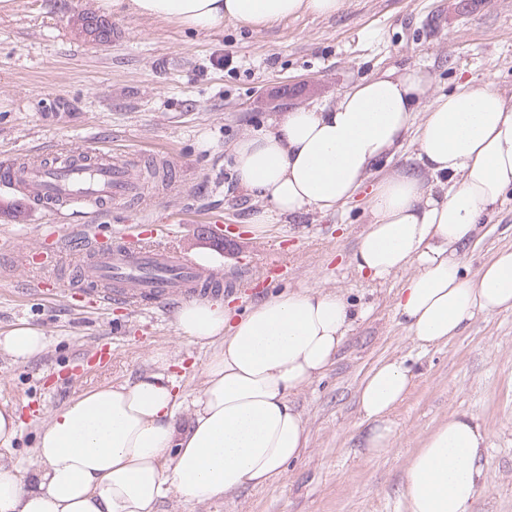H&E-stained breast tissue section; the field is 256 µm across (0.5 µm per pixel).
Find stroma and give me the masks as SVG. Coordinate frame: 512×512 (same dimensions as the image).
I'll return each instance as SVG.
<instances>
[{"instance_id":"obj_1","label":"stroma","mask_w":512,"mask_h":512,"mask_svg":"<svg viewBox=\"0 0 512 512\" xmlns=\"http://www.w3.org/2000/svg\"><path fill=\"white\" fill-rule=\"evenodd\" d=\"M99 0H8L0 7V162L54 159L91 148L139 150L143 166L170 156L168 186L153 210L126 204L106 211L66 206L38 210L0 187V245L48 248L53 234L98 228L137 233L141 224L174 218L161 247L186 256L219 255L211 272L223 279L222 300L237 313L270 295L301 288L339 291L356 319L336 360L295 399L307 446L282 478L199 504L178 495L159 512H409L404 495L410 458L448 415L477 419L489 435L487 468L472 512H512V312L479 315L445 344L421 348L395 314L404 277L375 280L351 263L367 227L369 190L335 210L253 222L262 201L234 186L224 152L229 143L274 115L334 101L356 82L388 69L423 67L434 93L468 80L493 78L512 95V0H344L331 17L302 15L255 30L228 22L192 31L136 14L112 16L120 38L93 46L73 26L77 14L99 12ZM228 66H221L223 57ZM512 248V192L479 239L465 250L464 271L476 277L497 250ZM283 271L257 279L272 260ZM57 272L0 278V333L20 324L42 331L46 350L20 362L0 352V405L24 423L12 457L31 470L38 430L78 395L153 371L152 349L166 348L182 391L201 386L199 368L213 354L181 337L177 300L140 312L116 303L89 310L81 296L36 293ZM104 345L110 364L72 373L83 349ZM401 357L414 386L392 413L395 441L375 456L357 389L380 362Z\"/></svg>"}]
</instances>
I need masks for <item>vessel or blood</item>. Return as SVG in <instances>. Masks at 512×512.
Here are the masks:
<instances>
[{
  "label": "vessel or blood",
  "mask_w": 512,
  "mask_h": 512,
  "mask_svg": "<svg viewBox=\"0 0 512 512\" xmlns=\"http://www.w3.org/2000/svg\"><path fill=\"white\" fill-rule=\"evenodd\" d=\"M139 155L112 157L98 150L89 159L20 169L9 161L0 163V185L26 194L35 206L54 210L57 200L97 207L119 201H138L148 207L150 198L141 192L133 172ZM151 231L139 237L121 235L103 242L99 236L72 241L70 248L79 268L70 288L83 293L90 307L104 309L120 302L130 307L162 305L179 295L220 291L219 281L203 266L180 252L150 245ZM59 250L10 253V271L32 264L56 265Z\"/></svg>",
  "instance_id": "1"
}]
</instances>
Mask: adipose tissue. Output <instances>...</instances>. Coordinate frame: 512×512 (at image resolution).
Segmentation results:
<instances>
[{
  "instance_id": "adipose-tissue-1",
  "label": "adipose tissue",
  "mask_w": 512,
  "mask_h": 512,
  "mask_svg": "<svg viewBox=\"0 0 512 512\" xmlns=\"http://www.w3.org/2000/svg\"><path fill=\"white\" fill-rule=\"evenodd\" d=\"M109 14L134 13L192 30L235 21L264 28L302 14L330 17L343 0H100ZM422 68L361 80L334 102L284 112L229 148L235 183L265 203L256 217L326 213L373 182L369 223L351 262L374 279L404 274L395 312L420 346L448 342L477 315L512 310V249L477 277L460 250L479 234L512 189V98L493 80L463 82L430 96ZM417 129L425 176L373 181L410 129ZM341 293L302 289L272 295L239 315L223 300H184L175 324L191 342L215 346L202 384L182 395L171 355L152 352L156 369L85 392L58 409L38 433L36 467L24 476L10 458L23 423L0 408V512H157L177 494L199 504L283 476L306 446L294 398L335 360L351 327ZM44 334L19 325L0 351L25 361L44 352ZM415 375L402 359L380 361L358 387L371 427L369 452L392 446V411ZM189 411L180 424L177 411ZM488 434L454 413L410 459V512H471L487 464Z\"/></svg>"
}]
</instances>
